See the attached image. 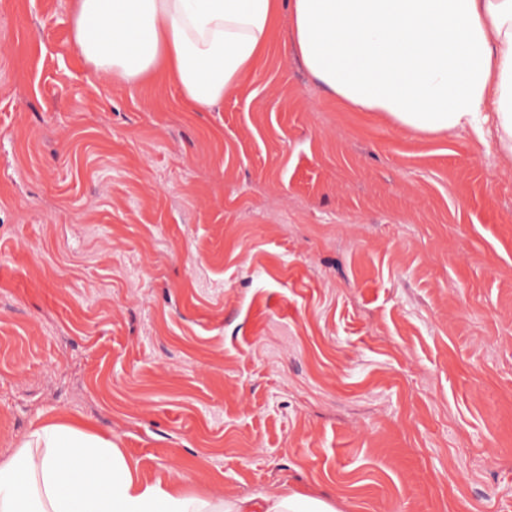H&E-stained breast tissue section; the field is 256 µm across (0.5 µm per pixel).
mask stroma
I'll return each instance as SVG.
<instances>
[{"mask_svg":"<svg viewBox=\"0 0 512 512\" xmlns=\"http://www.w3.org/2000/svg\"><path fill=\"white\" fill-rule=\"evenodd\" d=\"M0 0V458L75 417L148 480L512 512V159L310 78L280 15L207 112Z\"/></svg>","mask_w":512,"mask_h":512,"instance_id":"obj_1","label":"stroma"}]
</instances>
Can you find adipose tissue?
<instances>
[{
  "label": "adipose tissue",
  "instance_id": "ef3b65f1",
  "mask_svg": "<svg viewBox=\"0 0 512 512\" xmlns=\"http://www.w3.org/2000/svg\"><path fill=\"white\" fill-rule=\"evenodd\" d=\"M305 70L349 108L408 130H471L512 158V0H74L84 60L136 86L173 77L211 110L266 52L280 9ZM0 512H337L287 489L264 497L187 493L142 479L112 440L58 417L0 459Z\"/></svg>",
  "mask_w": 512,
  "mask_h": 512
}]
</instances>
